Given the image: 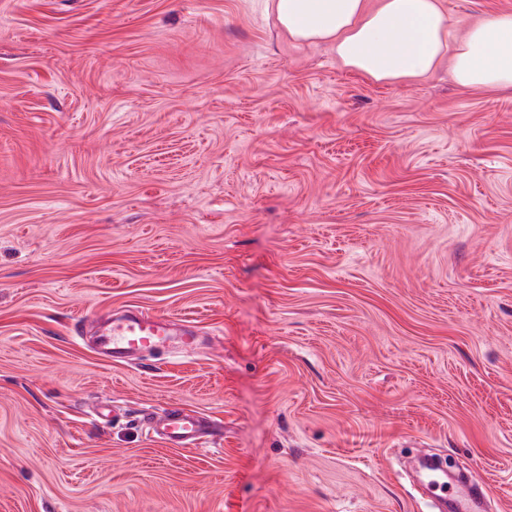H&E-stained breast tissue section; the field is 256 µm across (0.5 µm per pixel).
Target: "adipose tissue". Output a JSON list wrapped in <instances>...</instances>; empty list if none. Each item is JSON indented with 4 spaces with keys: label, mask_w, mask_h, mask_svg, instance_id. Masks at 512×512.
Segmentation results:
<instances>
[{
    "label": "adipose tissue",
    "mask_w": 512,
    "mask_h": 512,
    "mask_svg": "<svg viewBox=\"0 0 512 512\" xmlns=\"http://www.w3.org/2000/svg\"><path fill=\"white\" fill-rule=\"evenodd\" d=\"M280 28L297 42H327L353 73L396 83L432 73L449 58L455 81L470 89L512 91V15L451 34L441 0H268Z\"/></svg>",
    "instance_id": "adipose-tissue-1"
}]
</instances>
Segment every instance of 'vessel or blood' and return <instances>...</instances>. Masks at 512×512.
<instances>
[{
	"mask_svg": "<svg viewBox=\"0 0 512 512\" xmlns=\"http://www.w3.org/2000/svg\"><path fill=\"white\" fill-rule=\"evenodd\" d=\"M92 331L100 337V350L112 361L129 363L148 351L178 344L181 351L195 352L197 332L191 324L136 308L113 313L109 322L94 320ZM153 435L177 448H193L212 435L214 425L200 414L179 407L146 416ZM428 492L447 504L450 512H483L484 497L458 489L447 482H433Z\"/></svg>",
	"mask_w": 512,
	"mask_h": 512,
	"instance_id": "b4317fda",
	"label": "vessel or blood"
}]
</instances>
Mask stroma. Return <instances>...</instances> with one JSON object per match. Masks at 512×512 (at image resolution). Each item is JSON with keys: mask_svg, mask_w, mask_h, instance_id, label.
Here are the masks:
<instances>
[{"mask_svg": "<svg viewBox=\"0 0 512 512\" xmlns=\"http://www.w3.org/2000/svg\"><path fill=\"white\" fill-rule=\"evenodd\" d=\"M130 305L199 349L76 336ZM403 448L512 512V92L361 80L265 0H0V512H432ZM146 427L153 435L177 448H193L214 431V424L200 414L169 407L161 414L147 413Z\"/></svg>", "mask_w": 512, "mask_h": 512, "instance_id": "1", "label": "stroma"}]
</instances>
